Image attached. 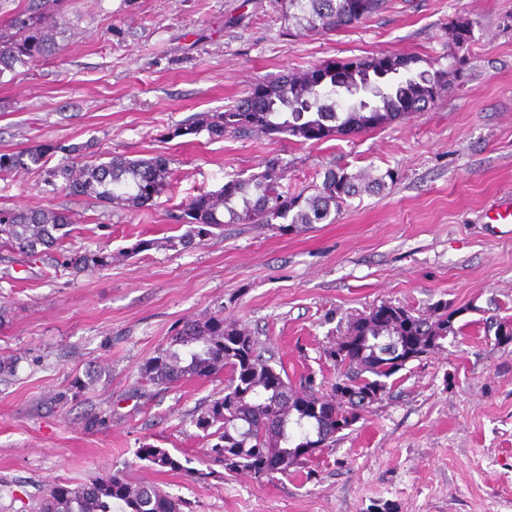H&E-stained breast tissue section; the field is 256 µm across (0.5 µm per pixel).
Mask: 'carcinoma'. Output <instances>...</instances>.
<instances>
[{
	"instance_id": "carcinoma-1",
	"label": "carcinoma",
	"mask_w": 512,
	"mask_h": 512,
	"mask_svg": "<svg viewBox=\"0 0 512 512\" xmlns=\"http://www.w3.org/2000/svg\"><path fill=\"white\" fill-rule=\"evenodd\" d=\"M59 0H27V4L0 26V76L16 67L47 59L56 48L57 24L54 12ZM281 10L295 26L308 35H322L348 29L380 12L385 0H280ZM448 29L467 46L473 22L457 17ZM430 65L416 54H381L345 60H328L306 69L291 70L252 85L236 104L222 112H199L169 131L172 138L197 137L207 133L216 140L227 133L262 134L271 140L297 145L338 140L371 130L384 129L421 111L448 89V81H424L409 74ZM346 72L367 68L393 73L395 85L388 93L369 103H356L336 111L320 81L336 69ZM57 146L44 144L25 151L0 153V175L35 168L49 183L80 196L91 197L119 210H137L152 205L172 186L171 160L157 154L131 158L111 155L100 162L86 153L85 146L65 149L66 157L47 166V156ZM286 163L278 156L264 162L263 169L247 177L235 176L216 191H201L170 215L186 227L178 236L160 241L145 240L135 250L164 247L189 250L224 230V224H251L260 229L289 232L301 226L322 224L331 213H339L348 201L364 190H382L394 180L388 169L373 175L350 173L345 168L328 169L312 193H291L282 184ZM75 215L66 209L0 208V249L17 251L27 257L49 258L56 267L75 274L108 267L112 255L101 250H67ZM464 308L440 302L424 314L401 306L381 322L358 330L363 345L347 350L335 361L336 382H348V406L321 400L314 376L307 374L293 384L284 366L272 364L268 349L248 328L227 323L219 314L188 319L172 331L166 348L147 359L141 377L150 384L176 386L191 379H206L228 372L224 395L203 405L193 415V425L214 440L211 453L223 462L224 470L245 471L261 477L286 475L312 458L306 448H324L339 439L366 411L365 394L391 389L389 380L406 367L407 360L419 359L423 347L433 346L448 336L462 333L456 316ZM487 331L496 341L512 343V317L490 318ZM94 377L73 379L54 401L79 397ZM137 458L160 472L184 470L181 460L165 448L145 444ZM182 512V502L152 484H134L116 471L73 485L51 484L34 512Z\"/></svg>"
}]
</instances>
